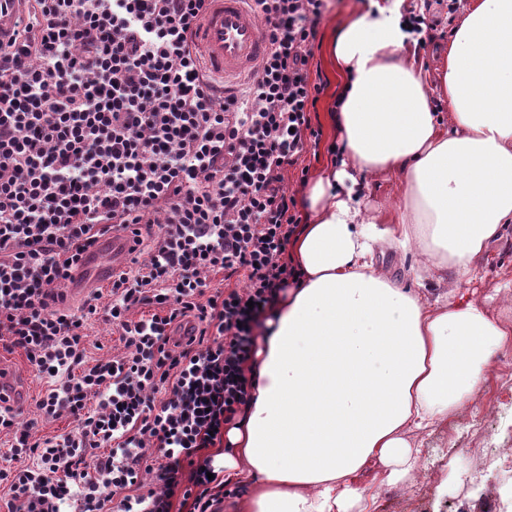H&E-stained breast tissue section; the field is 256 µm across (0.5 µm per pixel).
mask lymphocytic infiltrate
I'll list each match as a JSON object with an SVG mask.
<instances>
[{"mask_svg": "<svg viewBox=\"0 0 512 512\" xmlns=\"http://www.w3.org/2000/svg\"><path fill=\"white\" fill-rule=\"evenodd\" d=\"M330 2L251 0L268 51L227 93L191 40L206 0H28L16 16L0 43V338L47 377L39 412L75 428L39 442L0 409L8 512H214L209 450L242 423L258 330L302 277L285 174L322 135L311 66ZM126 231L148 259L113 272L105 309L70 313L82 253ZM219 273L243 289L212 290ZM141 306L156 312L132 318ZM98 313L124 352L90 365Z\"/></svg>", "mask_w": 512, "mask_h": 512, "instance_id": "1", "label": "lymphocytic infiltrate"}]
</instances>
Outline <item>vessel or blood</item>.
<instances>
[{
	"instance_id": "obj_1",
	"label": "vessel or blood",
	"mask_w": 512,
	"mask_h": 512,
	"mask_svg": "<svg viewBox=\"0 0 512 512\" xmlns=\"http://www.w3.org/2000/svg\"><path fill=\"white\" fill-rule=\"evenodd\" d=\"M248 0H209L194 41L208 76L221 82L250 76L267 49L264 25L247 7ZM130 248L126 235L99 239L84 254L72 291L85 297L92 288L110 282L112 267L124 262Z\"/></svg>"
}]
</instances>
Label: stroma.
I'll return each mask as SVG.
<instances>
[{
  "label": "stroma",
  "instance_id": "obj_1",
  "mask_svg": "<svg viewBox=\"0 0 512 512\" xmlns=\"http://www.w3.org/2000/svg\"><path fill=\"white\" fill-rule=\"evenodd\" d=\"M368 3L369 0H333L319 26L315 61L326 87L316 103L323 136L319 158L310 166L314 176L328 159V146L338 139L331 114L339 91V75L330 56L333 32L350 15L365 10ZM416 4L427 20L437 24L433 41L421 49L427 65L434 68L457 15L449 11L448 0H416ZM439 289L484 301L493 320L512 328V224L503 227L482 259L479 279L470 283L452 279L440 284ZM83 334L88 361L123 352L118 332L100 317L89 318ZM0 367L13 373L24 389L18 421L32 424L33 439L41 441L72 430L71 419H46L37 411L35 403L46 393L48 383L31 368L22 350L0 347ZM476 419L492 421L497 431L495 439H488L485 431L473 428ZM417 442L425 467L414 482L396 487L381 484L374 465L360 474V486L372 497L370 512H512V474L478 469L490 448H499L505 455L512 453V343L494 354L482 382L480 400L421 433Z\"/></svg>",
  "mask_w": 512,
  "mask_h": 512
}]
</instances>
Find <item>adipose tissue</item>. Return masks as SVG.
<instances>
[{"instance_id":"1","label":"adipose tissue","mask_w":512,"mask_h":512,"mask_svg":"<svg viewBox=\"0 0 512 512\" xmlns=\"http://www.w3.org/2000/svg\"><path fill=\"white\" fill-rule=\"evenodd\" d=\"M405 0H371L336 31L340 152L308 188L292 253L303 272L265 324L258 384L231 429L235 512H356L371 461L396 485L417 470L413 436L476 397L512 329L432 281L470 280L512 224V0H467L438 81L417 53ZM443 100L447 113L436 112ZM398 179L394 214H371L359 177ZM420 248L414 287L375 263Z\"/></svg>"}]
</instances>
